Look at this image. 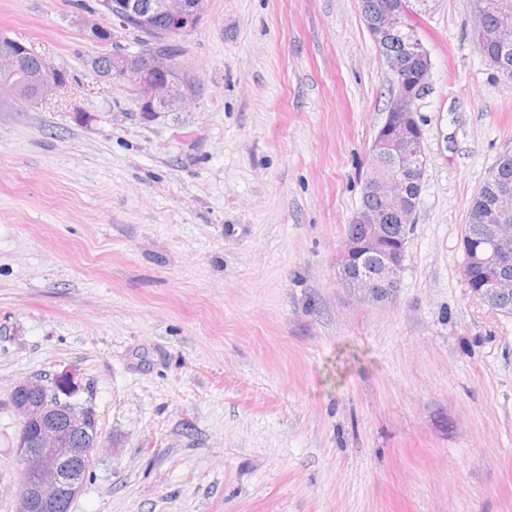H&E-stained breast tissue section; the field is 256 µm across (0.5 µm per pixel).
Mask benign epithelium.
Returning a JSON list of instances; mask_svg holds the SVG:
<instances>
[{"instance_id": "1", "label": "benign epithelium", "mask_w": 512, "mask_h": 512, "mask_svg": "<svg viewBox=\"0 0 512 512\" xmlns=\"http://www.w3.org/2000/svg\"><path fill=\"white\" fill-rule=\"evenodd\" d=\"M425 0H387L369 22L376 42L393 30L410 25V19L424 12ZM113 22H134L153 31L161 20L176 32H186L196 25L197 11L187 0H122L112 5ZM475 30L488 42L503 43L508 22L512 20V0H477L473 7ZM493 16L498 25L489 26L485 19ZM396 90L392 95L387 119L376 135L370 156L393 157L394 167L381 173L370 167L364 190L376 193L385 210L400 220L401 233L408 234L419 196L406 194L405 183H422L425 158L422 133L414 116L415 100L428 88L432 65L420 71L414 81L404 82L403 60L387 59ZM27 81L18 86L25 94L32 90L47 95L66 83V76L51 71L44 58L36 65L26 64ZM99 74L108 80L115 75L130 79L139 107L160 112L184 108L195 98L184 79L186 71L168 54L150 46L135 53H114L100 67ZM494 210L498 224L485 225L488 251L464 255L461 271L467 273L477 263L496 270L473 292L490 307L512 295V184L499 186ZM352 222L361 225L359 232L345 237L336 259L342 283L369 303H383L396 293L405 262V246H389L390 230L380 223L374 212L360 210ZM78 391L75 377H70L68 393L52 395L41 380L30 377L12 388V409L17 417V458L26 475L19 487L16 512H60L81 493L88 464L103 450L102 435L96 426L94 408L74 399Z\"/></svg>"}]
</instances>
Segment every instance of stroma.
Listing matches in <instances>:
<instances>
[{"label":"stroma","mask_w":512,"mask_h":512,"mask_svg":"<svg viewBox=\"0 0 512 512\" xmlns=\"http://www.w3.org/2000/svg\"><path fill=\"white\" fill-rule=\"evenodd\" d=\"M96 0H0L68 74L0 99V512L16 382L73 374L111 448L71 512H512V317L467 288L462 230L512 154V81L471 0H430L426 166L396 296L336 254L394 78L358 0H205L178 35L188 112L93 62Z\"/></svg>","instance_id":"obj_1"}]
</instances>
